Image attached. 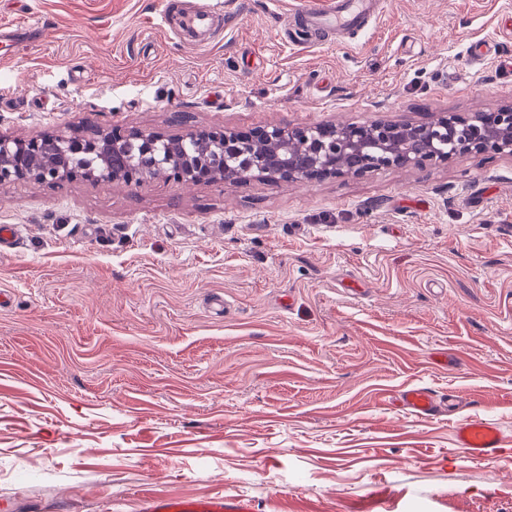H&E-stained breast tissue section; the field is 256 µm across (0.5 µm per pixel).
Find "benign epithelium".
I'll return each mask as SVG.
<instances>
[{
	"instance_id": "obj_1",
	"label": "benign epithelium",
	"mask_w": 512,
	"mask_h": 512,
	"mask_svg": "<svg viewBox=\"0 0 512 512\" xmlns=\"http://www.w3.org/2000/svg\"><path fill=\"white\" fill-rule=\"evenodd\" d=\"M474 153L492 160L512 153V102L471 117L438 113L428 122L373 120L338 124H279L244 132L187 128L180 135L98 127L84 138L64 130L50 141L0 134V184L15 180L96 184L141 183L164 170L190 188L252 180L321 183L391 169L446 164ZM78 155L96 167L69 171Z\"/></svg>"
}]
</instances>
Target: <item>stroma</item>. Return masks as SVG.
<instances>
[{"label":"stroma","mask_w":512,"mask_h":512,"mask_svg":"<svg viewBox=\"0 0 512 512\" xmlns=\"http://www.w3.org/2000/svg\"><path fill=\"white\" fill-rule=\"evenodd\" d=\"M0 0V133L416 122L512 101V0H383L289 45L305 0ZM0 503L512 512V155L314 186L0 184ZM423 386L447 412L396 401ZM501 426L492 462L455 422ZM214 14L215 12L213 11H186L181 17L180 27L184 32L198 37L202 36V39H199V42H202L214 23ZM149 512H254V505L243 497H218L187 501L159 497L148 503Z\"/></svg>","instance_id":"35a3bbf8"}]
</instances>
